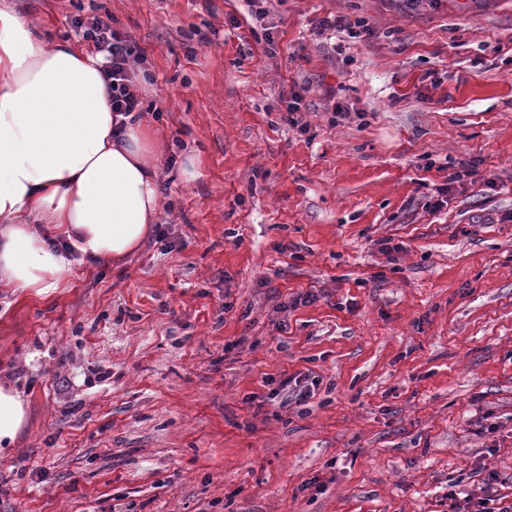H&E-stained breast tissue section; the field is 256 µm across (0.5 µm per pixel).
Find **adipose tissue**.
I'll use <instances>...</instances> for the list:
<instances>
[{
	"label": "adipose tissue",
	"instance_id": "obj_1",
	"mask_svg": "<svg viewBox=\"0 0 512 512\" xmlns=\"http://www.w3.org/2000/svg\"><path fill=\"white\" fill-rule=\"evenodd\" d=\"M99 65L0 0L1 286L51 297L82 262L123 259L153 231L157 141L133 124L114 134ZM27 422L24 391L0 380V456Z\"/></svg>",
	"mask_w": 512,
	"mask_h": 512
}]
</instances>
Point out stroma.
<instances>
[{
    "mask_svg": "<svg viewBox=\"0 0 512 512\" xmlns=\"http://www.w3.org/2000/svg\"><path fill=\"white\" fill-rule=\"evenodd\" d=\"M26 2L54 39L134 36L161 208L52 298L0 288L29 401L0 512L512 500V0Z\"/></svg>",
    "mask_w": 512,
    "mask_h": 512,
    "instance_id": "stroma-1",
    "label": "stroma"
}]
</instances>
